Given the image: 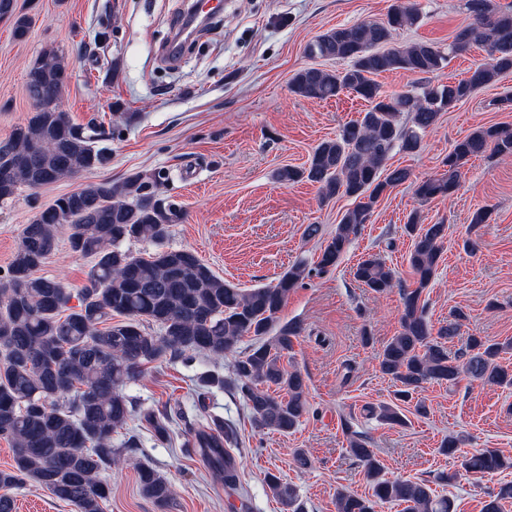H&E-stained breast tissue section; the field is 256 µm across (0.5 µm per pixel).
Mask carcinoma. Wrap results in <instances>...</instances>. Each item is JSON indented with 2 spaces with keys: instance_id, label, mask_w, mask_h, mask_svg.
<instances>
[{
  "instance_id": "cac0c4a2",
  "label": "carcinoma",
  "mask_w": 512,
  "mask_h": 512,
  "mask_svg": "<svg viewBox=\"0 0 512 512\" xmlns=\"http://www.w3.org/2000/svg\"><path fill=\"white\" fill-rule=\"evenodd\" d=\"M472 21L459 28L448 47L427 42L398 45L394 34L419 23L418 9L394 3L382 22H360L330 29L306 46L311 57L349 62L341 72L317 67L299 70L292 93L324 100L346 90L366 103L358 119L345 123L336 138L320 143L306 168L282 167L276 179H301L319 185L321 200L338 195L354 198L324 240L313 264L301 259L272 286L243 291L218 276L187 249L165 247L171 228L186 218L167 195L169 176L163 170L137 171L117 182H93L57 197L40 209L22 232L19 249L5 276L0 277V438L12 447L13 463L0 470V488L33 482L77 512H103L109 487L100 475L120 463L123 449L112 447V433L130 420L133 405L124 392L156 360L170 356L189 362L198 356L214 360L233 356L232 378L201 376L204 388L231 385L244 401L255 427L281 434L294 431L309 413L306 380L282 361L301 336L297 321L277 322L291 291L313 275L337 266L351 242L369 223L374 206L393 188L408 181L406 168L382 174L394 150L414 153L423 134L444 112L472 96L476 89L512 71V4L499 0H466ZM11 12L12 36L25 41L33 17L17 0H0ZM473 46L488 48L489 58L470 75L455 82H434L450 56ZM70 64L54 49L46 50L29 68L35 78L26 84L46 104L34 108L27 121L11 132L0 151V201L6 202L24 185L45 186L73 178L109 160L103 126L73 123L61 102L69 82ZM402 70L416 76L411 88L382 91L374 77ZM512 156V132L500 125L477 128L443 160L439 175L413 182L415 196L428 201L451 197L465 161L486 151ZM29 156L28 168L12 171L16 159ZM68 233L71 251L94 261L90 286L70 305L72 295L57 280L38 274L55 251L58 236ZM405 232L412 239L408 263L415 287L405 285L378 253H367L353 270L356 281L376 294L398 288L402 299L399 329L378 354L382 374L397 389L395 401L370 408L388 425L405 426L402 405L414 403L413 414L428 415L414 395L431 382L454 386L463 379L512 387V369L499 363L512 341L492 342L470 336L465 350L451 354L445 340L459 332L461 310L448 324L434 329L421 303L423 291L437 276L445 224H421L408 216ZM139 242L153 247L144 254L124 248ZM122 320L112 324L113 316ZM156 324L160 334L146 331ZM255 343L239 350L243 338ZM348 453L364 470L371 493L359 496L336 490V512H377L394 502L402 512H454L453 500L435 495L425 479L390 480L369 442L345 427ZM186 446L199 449L224 483L237 484L228 448L236 430L220 422L190 426ZM461 440L450 436L439 452L458 455L460 468L476 478L512 469V458L497 448L464 452ZM266 485L285 512H303L295 489L269 473ZM142 495L165 509L173 503L168 482L156 470H138ZM512 501V482L488 494L482 512H503Z\"/></svg>"
}]
</instances>
